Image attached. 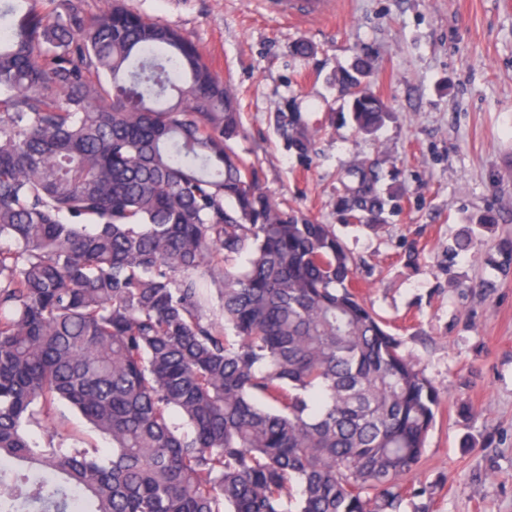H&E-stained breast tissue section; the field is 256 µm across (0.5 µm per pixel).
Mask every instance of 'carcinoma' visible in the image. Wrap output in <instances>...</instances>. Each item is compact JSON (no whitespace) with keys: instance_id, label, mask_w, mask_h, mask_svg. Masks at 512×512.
Returning a JSON list of instances; mask_svg holds the SVG:
<instances>
[{"instance_id":"carcinoma-1","label":"carcinoma","mask_w":512,"mask_h":512,"mask_svg":"<svg viewBox=\"0 0 512 512\" xmlns=\"http://www.w3.org/2000/svg\"><path fill=\"white\" fill-rule=\"evenodd\" d=\"M105 2L0 0V512H400L438 389L333 225L261 190L198 47ZM371 73L335 81L373 136ZM279 123L309 158L301 113ZM350 175L337 207L378 226L392 195ZM58 402L111 459L29 440Z\"/></svg>"}]
</instances>
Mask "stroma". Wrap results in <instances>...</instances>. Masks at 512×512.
Wrapping results in <instances>:
<instances>
[{
    "label": "stroma",
    "mask_w": 512,
    "mask_h": 512,
    "mask_svg": "<svg viewBox=\"0 0 512 512\" xmlns=\"http://www.w3.org/2000/svg\"><path fill=\"white\" fill-rule=\"evenodd\" d=\"M259 0H123L178 29L232 85L235 151L262 190L334 225L360 261L357 292L440 392L401 512H512V0H343L332 22L295 24ZM307 44V54L294 50ZM391 117L374 136L336 117L332 84L355 57ZM319 126L299 161L277 122ZM375 164L395 208L376 229L345 223L340 180ZM491 213L473 250L449 256Z\"/></svg>",
    "instance_id": "stroma-1"
}]
</instances>
